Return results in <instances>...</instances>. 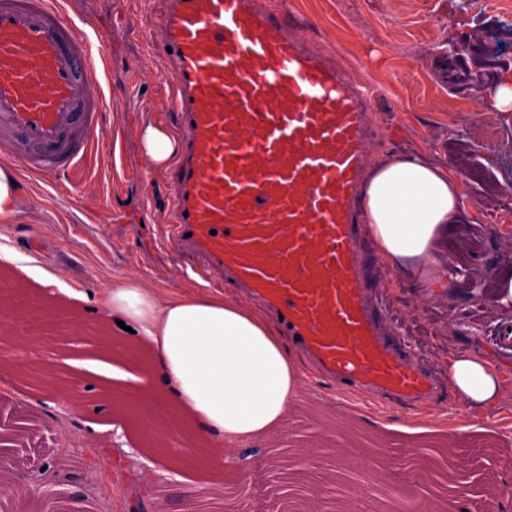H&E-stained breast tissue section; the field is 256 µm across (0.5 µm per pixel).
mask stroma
Returning a JSON list of instances; mask_svg holds the SVG:
<instances>
[{
  "label": "stroma",
  "mask_w": 512,
  "mask_h": 512,
  "mask_svg": "<svg viewBox=\"0 0 512 512\" xmlns=\"http://www.w3.org/2000/svg\"><path fill=\"white\" fill-rule=\"evenodd\" d=\"M89 35L104 42L98 60L103 106V144L88 154L80 203L69 198L70 178L19 174L25 198L19 213L0 219V275L23 296L51 308L39 324L9 313L0 324V354L37 361L52 348L86 360V390L79 409L57 403L76 370L54 366L47 383L20 381L0 393V465L15 475L0 491V512H141L150 501L147 481L167 495H188L214 473L163 464L144 447L133 418L140 409L131 381L111 377L110 353L95 342L100 324L139 348L135 334L96 310V298L112 283L131 280L143 288L173 292L188 287L156 244L169 192L163 170L138 149L144 119L166 128L177 122L165 108L171 83L149 42L161 0H58ZM297 22L314 49L337 56L360 82L379 86L384 97L372 116L369 161L418 151L438 154L462 174L460 221L466 238H450L449 259L466 278L425 293L389 277L376 252L367 262V297L385 312L408 362L431 376L438 389L425 410L337 397L325 380L309 376L288 423L289 446L251 451L245 476L224 473V494L213 512H266L275 496L272 461L288 464L299 443L317 442L347 456L369 455L376 472L404 471L415 497L449 512H512V403L486 417L470 413L448 386V349L498 366L512 391V347L495 341L499 322L489 275L512 260V110L496 113L494 134L485 129V99L498 79L512 76V12L481 9L477 0H266ZM68 279L85 299L48 297L46 275ZM104 433L89 434V425ZM120 428L138 460L112 449L111 428ZM466 473L446 486L440 466Z\"/></svg>",
  "instance_id": "stroma-1"
}]
</instances>
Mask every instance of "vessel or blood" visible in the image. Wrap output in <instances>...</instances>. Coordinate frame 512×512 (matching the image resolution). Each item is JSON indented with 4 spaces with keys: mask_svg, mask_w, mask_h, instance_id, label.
Segmentation results:
<instances>
[{
    "mask_svg": "<svg viewBox=\"0 0 512 512\" xmlns=\"http://www.w3.org/2000/svg\"><path fill=\"white\" fill-rule=\"evenodd\" d=\"M156 44L182 143L161 244L191 257L186 277L242 289L340 393L429 396L363 296L362 172L381 90L252 0H167ZM100 79L56 0H0V149L22 171L81 173L99 145Z\"/></svg>",
    "mask_w": 512,
    "mask_h": 512,
    "instance_id": "1",
    "label": "vessel or blood"
}]
</instances>
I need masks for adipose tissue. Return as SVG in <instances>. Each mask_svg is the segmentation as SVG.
<instances>
[{"mask_svg": "<svg viewBox=\"0 0 512 512\" xmlns=\"http://www.w3.org/2000/svg\"><path fill=\"white\" fill-rule=\"evenodd\" d=\"M463 199L461 178L447 162L424 154L379 160L365 183L364 218L384 266L426 288L455 279L446 245ZM97 304L134 322L151 358L142 390L159 389L193 424L191 445L179 452L185 465L202 456L210 470L239 474L243 448L280 435L304 375L284 339L250 306L194 288L159 295L129 283L112 286ZM448 381L477 414L512 399L486 359L449 356Z\"/></svg>", "mask_w": 512, "mask_h": 512, "instance_id": "adipose-tissue-1", "label": "adipose tissue"}]
</instances>
